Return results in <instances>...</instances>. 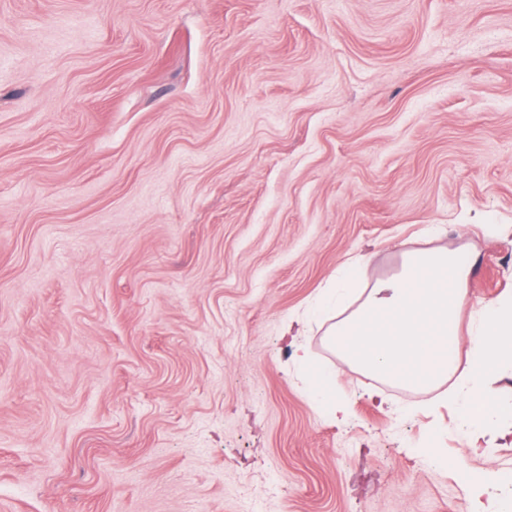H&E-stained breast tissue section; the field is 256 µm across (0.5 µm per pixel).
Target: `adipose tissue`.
Here are the masks:
<instances>
[{"label":"adipose tissue","instance_id":"obj_1","mask_svg":"<svg viewBox=\"0 0 512 512\" xmlns=\"http://www.w3.org/2000/svg\"><path fill=\"white\" fill-rule=\"evenodd\" d=\"M474 262V255L448 248H414L402 252L395 272L375 279L366 262L346 263L314 312L328 320L326 343L347 366L417 391L455 381L464 394L461 425L477 449L488 434H512V407L483 383L505 359L499 343L512 335V297L481 306L474 328L462 333ZM294 359L309 379L313 403L331 418L346 417L349 400L336 388L335 366L316 362L304 344Z\"/></svg>","mask_w":512,"mask_h":512}]
</instances>
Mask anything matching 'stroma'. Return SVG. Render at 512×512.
Returning a JSON list of instances; mask_svg holds the SVG:
<instances>
[{"mask_svg":"<svg viewBox=\"0 0 512 512\" xmlns=\"http://www.w3.org/2000/svg\"><path fill=\"white\" fill-rule=\"evenodd\" d=\"M428 243L512 295V0H0V512H497L512 436L286 332ZM294 359L309 379L313 403L331 418H345L349 413V400L336 389V367L320 365L305 344L296 346Z\"/></svg>","mask_w":512,"mask_h":512,"instance_id":"1","label":"stroma"}]
</instances>
